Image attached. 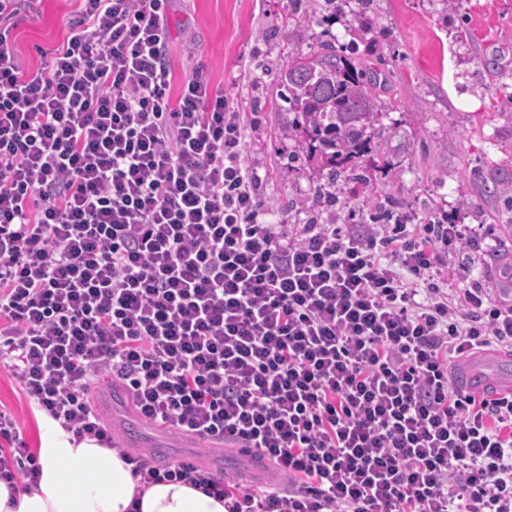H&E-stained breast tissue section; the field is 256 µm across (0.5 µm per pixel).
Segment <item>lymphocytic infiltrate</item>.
Instances as JSON below:
<instances>
[{
    "instance_id": "1",
    "label": "lymphocytic infiltrate",
    "mask_w": 512,
    "mask_h": 512,
    "mask_svg": "<svg viewBox=\"0 0 512 512\" xmlns=\"http://www.w3.org/2000/svg\"><path fill=\"white\" fill-rule=\"evenodd\" d=\"M0 0V369L76 438L225 512H512V391L453 373L512 352V304L444 272L456 224L261 221L240 114L199 75L172 94L169 0H82L25 67ZM108 377L149 425L271 459L250 483L124 444ZM39 459L0 413V481Z\"/></svg>"
}]
</instances>
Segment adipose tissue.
Segmentation results:
<instances>
[{
    "label": "adipose tissue",
    "instance_id": "adipose-tissue-1",
    "mask_svg": "<svg viewBox=\"0 0 512 512\" xmlns=\"http://www.w3.org/2000/svg\"><path fill=\"white\" fill-rule=\"evenodd\" d=\"M40 477L28 491L0 481V512H225L221 501L184 484H156L138 491L131 467L95 440H77L50 418H42Z\"/></svg>",
    "mask_w": 512,
    "mask_h": 512
}]
</instances>
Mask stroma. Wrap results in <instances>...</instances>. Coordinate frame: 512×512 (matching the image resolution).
<instances>
[{
	"label": "stroma",
	"instance_id": "1",
	"mask_svg": "<svg viewBox=\"0 0 512 512\" xmlns=\"http://www.w3.org/2000/svg\"><path fill=\"white\" fill-rule=\"evenodd\" d=\"M324 0H307L326 39L343 45L355 61L377 72L374 94L381 115L374 145L387 149L394 168L361 162L369 178L357 192L348 176L318 173L294 130L295 114L280 82L290 57L307 52L292 37L291 0H170L167 52L174 82L197 73L219 87L241 114L242 156L256 173L267 218L282 224L372 222L384 197L399 198L400 214L419 223L438 217L460 225L478 247L451 253L448 278L459 287L498 281L504 258H512L505 232L506 204L489 194L481 177L512 172V0H371L370 29H361L356 0H340L338 13ZM80 0H39L31 18L12 32L25 66L37 67L41 50L66 38ZM496 53L502 76L484 66ZM328 185L331 199L315 198ZM0 412L11 416L31 448H39V411L16 381L0 372ZM102 418L129 444L163 445L186 459L209 465L192 443L146 426L121 403L101 407Z\"/></svg>",
	"mask_w": 512,
	"mask_h": 512
}]
</instances>
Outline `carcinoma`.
<instances>
[{
    "label": "carcinoma",
    "instance_id": "cac0c4a2",
    "mask_svg": "<svg viewBox=\"0 0 512 512\" xmlns=\"http://www.w3.org/2000/svg\"><path fill=\"white\" fill-rule=\"evenodd\" d=\"M295 32L311 40L310 51L297 53L280 76L295 111V126L307 144V156L335 174L354 173L371 151L378 123L372 88L376 74L355 65L332 42L311 33V18L295 19ZM492 194L512 202V175L493 173Z\"/></svg>",
    "mask_w": 512,
    "mask_h": 512
}]
</instances>
